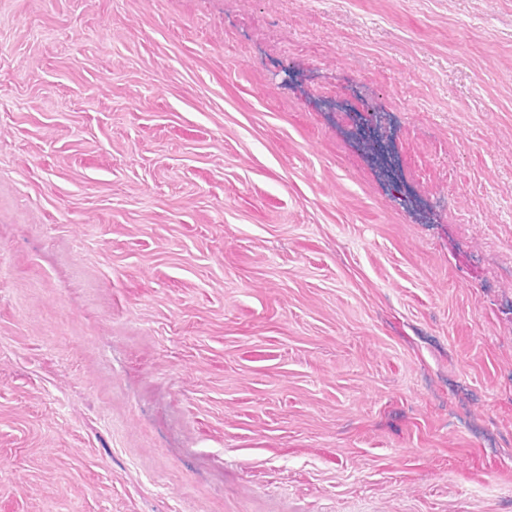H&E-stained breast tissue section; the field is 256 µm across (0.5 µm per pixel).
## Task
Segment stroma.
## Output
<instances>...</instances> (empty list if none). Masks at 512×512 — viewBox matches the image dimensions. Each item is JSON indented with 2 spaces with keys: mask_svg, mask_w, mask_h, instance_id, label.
Segmentation results:
<instances>
[{
  "mask_svg": "<svg viewBox=\"0 0 512 512\" xmlns=\"http://www.w3.org/2000/svg\"><path fill=\"white\" fill-rule=\"evenodd\" d=\"M0 512H512V0H0Z\"/></svg>",
  "mask_w": 512,
  "mask_h": 512,
  "instance_id": "35a3bbf8",
  "label": "stroma"
}]
</instances>
